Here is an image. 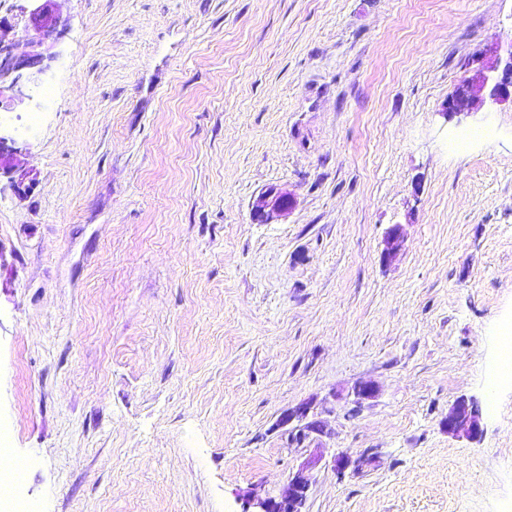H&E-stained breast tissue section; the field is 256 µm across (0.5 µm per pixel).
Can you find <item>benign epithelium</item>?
<instances>
[{
  "instance_id": "1",
  "label": "benign epithelium",
  "mask_w": 512,
  "mask_h": 512,
  "mask_svg": "<svg viewBox=\"0 0 512 512\" xmlns=\"http://www.w3.org/2000/svg\"><path fill=\"white\" fill-rule=\"evenodd\" d=\"M53 0H40V4L29 11L27 41L28 51L21 55L15 53L11 44L0 40V99L9 92L22 91V86L35 80L47 68L45 61L51 56L45 54L43 47L55 41L61 34L64 23L51 7ZM488 88V102L492 106L512 105V44L506 54H501V44L495 40L483 51V66L476 79L465 80L458 84L443 105L441 115L451 120L464 114V108L476 97V92ZM293 207L289 194L281 189H267L253 205L251 220L259 224H269L288 213ZM402 245L400 225L396 224L385 238L383 257L389 258ZM309 407L301 404L282 417L283 425L294 421L301 423L297 436L308 437L321 434L322 426L318 421L308 420ZM448 434L455 437L475 439L480 433L479 409L474 401L457 400L452 412L445 420ZM313 465L307 463L298 468L291 476L288 493L276 501L261 499L252 502L255 512H279L286 507L288 512H302L307 492L313 480Z\"/></svg>"
}]
</instances>
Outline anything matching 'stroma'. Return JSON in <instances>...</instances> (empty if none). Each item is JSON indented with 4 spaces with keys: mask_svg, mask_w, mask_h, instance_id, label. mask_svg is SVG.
Returning <instances> with one entry per match:
<instances>
[{
    "mask_svg": "<svg viewBox=\"0 0 512 512\" xmlns=\"http://www.w3.org/2000/svg\"><path fill=\"white\" fill-rule=\"evenodd\" d=\"M56 8L0 105V448L34 512H247L311 459L305 512H512V107L439 116L512 0ZM270 187L294 205L253 223ZM302 403L325 435L281 425ZM445 425L452 436L476 439L480 433V417L474 401L464 398L457 400Z\"/></svg>",
    "mask_w": 512,
    "mask_h": 512,
    "instance_id": "stroma-1",
    "label": "stroma"
}]
</instances>
